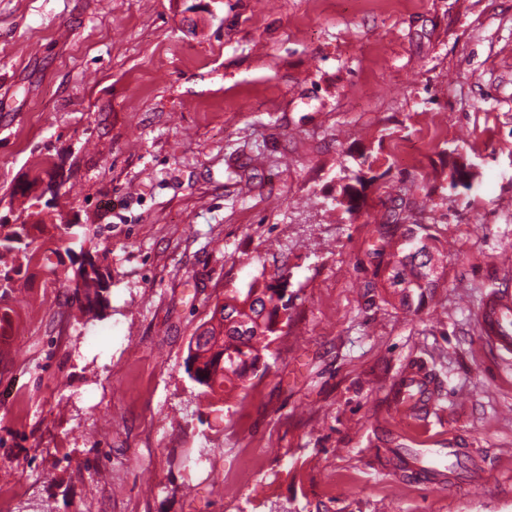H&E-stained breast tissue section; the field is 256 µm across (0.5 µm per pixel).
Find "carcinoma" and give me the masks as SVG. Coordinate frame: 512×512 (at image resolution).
<instances>
[{
	"label": "carcinoma",
	"mask_w": 512,
	"mask_h": 512,
	"mask_svg": "<svg viewBox=\"0 0 512 512\" xmlns=\"http://www.w3.org/2000/svg\"><path fill=\"white\" fill-rule=\"evenodd\" d=\"M366 171L372 168L365 167L363 160L358 162L348 183L336 195V207L350 215L360 210ZM44 174L49 176L46 191L51 198L45 202L49 208L52 200L68 195L65 181L51 177L50 171L37 168L20 192L26 195L33 186L43 182ZM61 227L68 229L70 225L30 224L25 220L9 224L0 219V302L13 290L16 277L28 272L30 267L43 266L54 271L64 265L63 255L70 254L72 249H61L56 236L50 233V229ZM438 243L434 225L414 221L404 225L398 240H389L381 246L380 251L387 256L386 283L400 306L409 310L413 304L420 305L425 299L433 298L438 279L430 275L429 265L433 254L440 253ZM80 256L79 261H71L66 280L78 309L96 320L101 316L109 289L103 268L105 255L82 247ZM292 307L287 276L280 267L263 281H253L244 291L232 290L215 303L210 318L204 322L205 342L188 344L185 358V373L210 411H219L218 404L224 402V396L248 391L258 371L268 370L266 354L280 335L278 325L292 326Z\"/></svg>",
	"instance_id": "carcinoma-1"
}]
</instances>
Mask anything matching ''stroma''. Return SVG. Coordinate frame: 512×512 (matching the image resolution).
Listing matches in <instances>:
<instances>
[{"label": "stroma", "mask_w": 512, "mask_h": 512, "mask_svg": "<svg viewBox=\"0 0 512 512\" xmlns=\"http://www.w3.org/2000/svg\"><path fill=\"white\" fill-rule=\"evenodd\" d=\"M40 164L110 286L86 324L64 276L15 285L0 512H512V356L478 323L512 290V0H0V217ZM405 199L444 249L416 312L374 255ZM279 266L290 332L201 416L191 337ZM413 367L421 410L394 397ZM365 163V159L357 163V170H351L352 176H348V180L354 183L342 185L339 194L335 198L336 208H341L350 215L360 210L363 205V195L367 183L364 172L372 171L370 166H367V171H365ZM355 184H358L360 189Z\"/></svg>", "instance_id": "obj_1"}]
</instances>
